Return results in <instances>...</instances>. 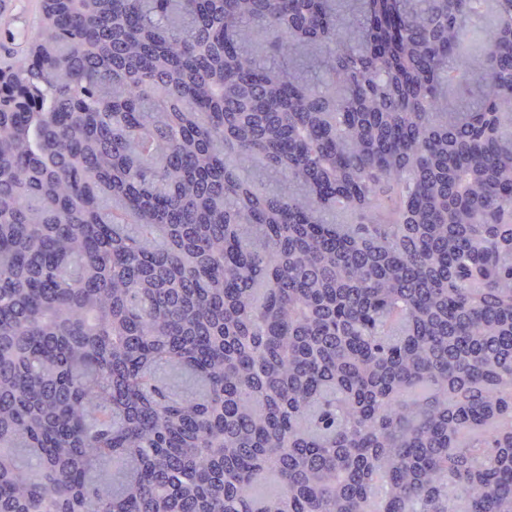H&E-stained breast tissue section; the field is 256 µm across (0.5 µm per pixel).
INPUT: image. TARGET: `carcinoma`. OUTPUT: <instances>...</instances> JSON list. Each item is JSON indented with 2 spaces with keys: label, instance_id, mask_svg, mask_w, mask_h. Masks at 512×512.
<instances>
[{
  "label": "carcinoma",
  "instance_id": "obj_1",
  "mask_svg": "<svg viewBox=\"0 0 512 512\" xmlns=\"http://www.w3.org/2000/svg\"><path fill=\"white\" fill-rule=\"evenodd\" d=\"M493 2L465 53L481 0H44L0 90V512H512Z\"/></svg>",
  "mask_w": 512,
  "mask_h": 512
}]
</instances>
